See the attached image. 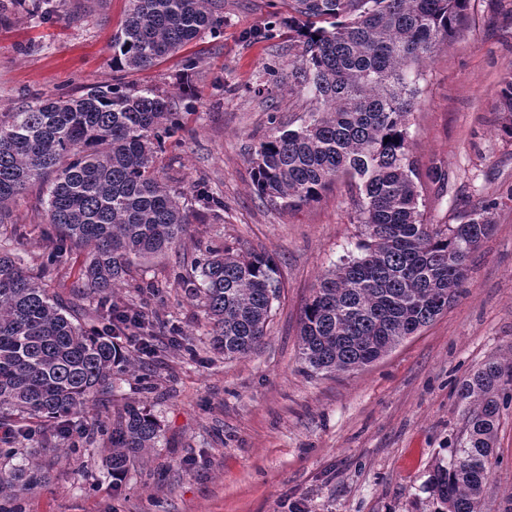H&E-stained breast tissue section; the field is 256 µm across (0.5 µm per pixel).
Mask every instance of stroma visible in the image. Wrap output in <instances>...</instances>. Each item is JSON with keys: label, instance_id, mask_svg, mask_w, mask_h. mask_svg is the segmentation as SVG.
Returning <instances> with one entry per match:
<instances>
[{"label": "stroma", "instance_id": "stroma-1", "mask_svg": "<svg viewBox=\"0 0 512 512\" xmlns=\"http://www.w3.org/2000/svg\"><path fill=\"white\" fill-rule=\"evenodd\" d=\"M129 0H50L42 19L0 24V111L37 94L77 93L111 79L112 37ZM288 0H224L221 35H203L157 65L124 74L127 84L167 93L192 136L157 163L184 192L207 187L223 210L191 224L178 252L134 267L115 292L118 304L144 308L155 352L143 357V384L124 375L91 406L109 416L138 404L159 423L156 448L131 458L121 482L106 468V447L70 454L55 422L32 420L25 448L48 473L25 512H434L430 475L447 462L463 405L459 383L487 359L512 358V138L501 127L498 84L512 69V0H470L468 21L450 47L424 67L409 121L428 223L460 224L496 200L494 230L473 254L463 293L447 311L369 366L339 374L307 372L300 317L320 276L357 255L362 239L355 194L336 184L294 211L261 201L251 158L272 126L296 128L309 117V93L291 95L288 61L298 41H249ZM198 68L184 73V57ZM278 68L274 81L265 70ZM264 92H257V85ZM238 243L273 254L280 296L262 344L227 359L209 344L198 301L176 272L189 270L198 244ZM71 253L50 292L82 323L101 308ZM155 282L164 300L146 298ZM185 330L188 358L169 346ZM486 512L512 507V408L501 419Z\"/></svg>", "mask_w": 512, "mask_h": 512}]
</instances>
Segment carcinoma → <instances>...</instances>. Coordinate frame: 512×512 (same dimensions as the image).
Instances as JSON below:
<instances>
[{
    "label": "carcinoma",
    "instance_id": "carcinoma-1",
    "mask_svg": "<svg viewBox=\"0 0 512 512\" xmlns=\"http://www.w3.org/2000/svg\"><path fill=\"white\" fill-rule=\"evenodd\" d=\"M47 0L0 3L9 13L37 15ZM469 0H289L249 33L272 40L282 25L302 39L303 59L288 63V92L308 91L309 119L274 128L252 158L254 190L292 209L318 201L339 180L358 190L360 254L326 271L300 318L302 358L314 373L363 368L433 322L461 295L472 254L494 228L489 201L463 224H429L420 210V176L411 157L409 117L420 94L422 66L462 30ZM224 0H130L112 38V70L139 71L179 52L208 31L221 34ZM502 132L512 138V70L501 80ZM185 126L170 97L152 88L102 81L78 97L34 96L0 112V226L9 208L37 187L47 195L46 221L12 225L16 239L42 242L33 266L0 248V460L30 436L28 420H55L81 448L105 437L112 474L130 457L156 447L158 423L128 405L112 422L72 429L73 418L135 374L138 359L115 341L112 290L132 268L180 248L189 224L219 201L200 188L192 211L184 193L159 178L156 160ZM88 250L79 270L98 294L107 324L86 330L50 294L64 255ZM274 256L228 243L199 245L185 293L201 303L211 346L227 358L254 350L279 298ZM464 403L451 457L430 483L434 512H483L503 411L512 405V360H487L458 388ZM37 458L0 478V512H18L45 483Z\"/></svg>",
    "mask_w": 512,
    "mask_h": 512
}]
</instances>
